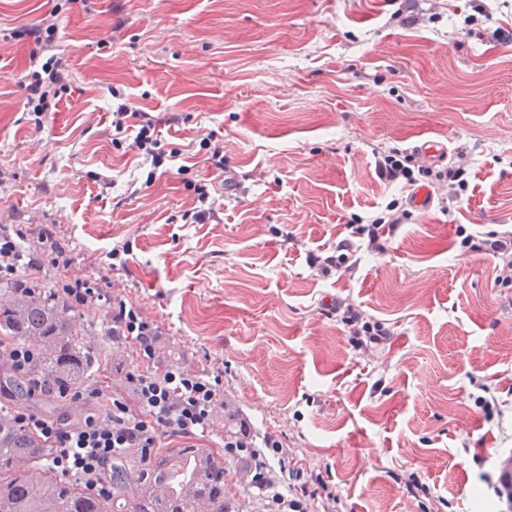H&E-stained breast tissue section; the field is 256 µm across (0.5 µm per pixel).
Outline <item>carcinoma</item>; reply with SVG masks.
Instances as JSON below:
<instances>
[{"label":"carcinoma","mask_w":512,"mask_h":512,"mask_svg":"<svg viewBox=\"0 0 512 512\" xmlns=\"http://www.w3.org/2000/svg\"><path fill=\"white\" fill-rule=\"evenodd\" d=\"M84 323L40 286L30 293L0 289V346L29 344L28 378L57 396L81 387L99 365V348ZM240 410L224 402V440L241 437ZM34 435H0V512H244L224 495L226 458L217 448H160L150 455L127 448L112 459V495L99 496L57 476L42 460Z\"/></svg>","instance_id":"1"}]
</instances>
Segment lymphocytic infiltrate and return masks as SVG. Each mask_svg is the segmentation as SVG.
<instances>
[{"label": "lymphocytic infiltrate", "mask_w": 512, "mask_h": 512, "mask_svg": "<svg viewBox=\"0 0 512 512\" xmlns=\"http://www.w3.org/2000/svg\"><path fill=\"white\" fill-rule=\"evenodd\" d=\"M62 10L58 2L28 31L36 49L21 86L26 94L28 121L37 129L43 128L47 112L69 86V70L57 45ZM158 125V118L132 109L127 102L112 107L113 143L136 152L143 164L155 171L178 157L176 151L165 149ZM24 239L21 225H0V282L24 292L32 286V272L52 268L56 273L54 286L68 307L96 303L109 307L112 334L119 344L134 347L137 365L125 373L132 400L113 396L107 386L96 381L77 390L75 399L85 403L108 402L105 415L92 413L77 424L64 415L51 417L17 410L12 405L13 393L0 386V415L8 418L12 430L36 435L47 449L44 461L50 468L83 482L101 496L111 492L112 459L124 449L148 451L164 440L186 448L197 447L211 428L223 395L218 378L178 366H156L160 326L133 303L112 298L100 278L69 276L72 252L62 242L56 225L41 226L35 249L24 248ZM240 431L241 440L225 443V453L236 459L249 458L251 486L264 497L269 512H310L318 493L307 483L292 486L287 495L277 489L278 478L271 462L283 454L278 436L265 435L262 447L254 449L247 441L249 425H242Z\"/></svg>", "instance_id": "obj_1"}]
</instances>
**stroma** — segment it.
I'll return each instance as SVG.
<instances>
[{"label":"stroma","mask_w":512,"mask_h":512,"mask_svg":"<svg viewBox=\"0 0 512 512\" xmlns=\"http://www.w3.org/2000/svg\"><path fill=\"white\" fill-rule=\"evenodd\" d=\"M53 0H0V225H59L71 277L164 331L181 367L217 376L287 468L325 481L314 512H500L512 453V287L462 240L512 229V0H75L59 44L72 82L42 129L20 86L23 36ZM179 114L161 128L182 173L147 180L112 143V92ZM213 134L234 181L191 220ZM447 142L461 198L428 211L388 183L379 152ZM399 205L383 250L353 236ZM354 239V271L316 256ZM128 249L110 270L106 254ZM389 329L359 347L337 312ZM489 389L497 403L477 402ZM510 470V471H509ZM512 455L503 460L502 472L499 477V485L494 486L496 495L505 500L506 509L502 511H511L512 508Z\"/></svg>","instance_id":"1"}]
</instances>
